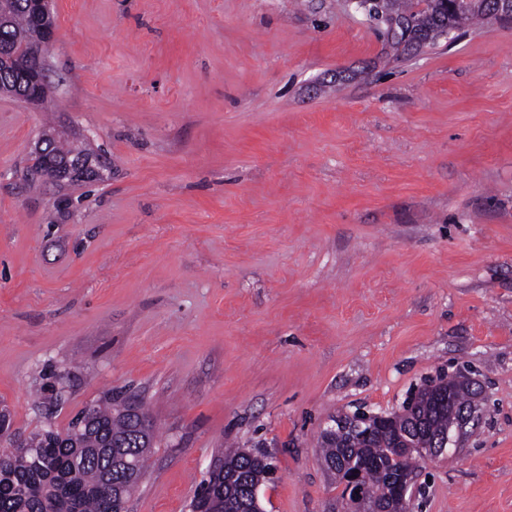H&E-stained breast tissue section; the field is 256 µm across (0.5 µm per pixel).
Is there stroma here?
<instances>
[{"label": "stroma", "mask_w": 512, "mask_h": 512, "mask_svg": "<svg viewBox=\"0 0 512 512\" xmlns=\"http://www.w3.org/2000/svg\"><path fill=\"white\" fill-rule=\"evenodd\" d=\"M52 111L0 95V407L26 437L149 410L128 512L224 448L264 512H346L328 419L439 372L489 397L418 512H512V26L393 49L345 0H52ZM102 179H24L45 123Z\"/></svg>", "instance_id": "stroma-1"}]
</instances>
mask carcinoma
<instances>
[{
	"mask_svg": "<svg viewBox=\"0 0 512 512\" xmlns=\"http://www.w3.org/2000/svg\"><path fill=\"white\" fill-rule=\"evenodd\" d=\"M492 0H428L427 8L413 12L415 0H370L369 12L383 23L411 16L419 22L418 33L428 35L436 19L448 15V28L461 31L470 23L489 20ZM5 20L0 22V55H7L31 40L28 0H5ZM28 88L25 78L0 71V92L16 95ZM55 157L74 160L90 153L83 145L62 138L54 140ZM435 384L449 390L454 410L438 404L429 390ZM481 394L480 386L461 375H442L418 388L399 410L387 414L381 431L370 437L352 434L336 437L322 432L318 441L325 469L343 485L342 498L352 496L349 476L361 472L363 494L383 500L405 472L408 459L401 458L399 435L416 429L442 442L455 434L456 415L471 409ZM80 427L70 423L63 433L41 429L28 437L29 447L0 451V512H121L139 483L126 472L122 459L146 460L153 448L155 430L142 404L130 397L107 394L100 404L79 415ZM270 463L241 448L229 449L201 481V512H252L256 508L248 489L267 481Z\"/></svg>",
	"mask_w": 512,
	"mask_h": 512,
	"instance_id": "cac0c4a2",
	"label": "carcinoma"
}]
</instances>
